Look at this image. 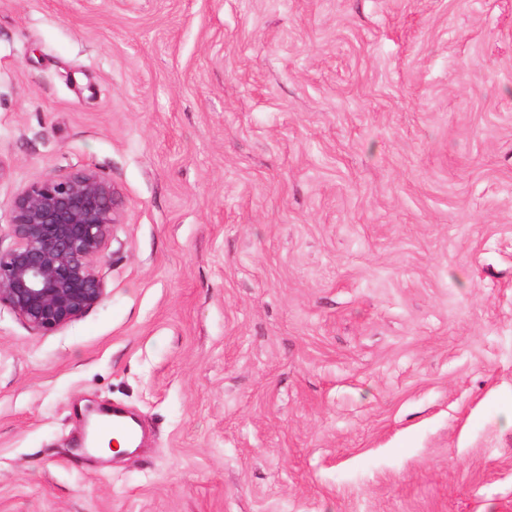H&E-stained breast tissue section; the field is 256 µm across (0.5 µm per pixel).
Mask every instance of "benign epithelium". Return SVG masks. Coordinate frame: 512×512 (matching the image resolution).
Segmentation results:
<instances>
[{
    "label": "benign epithelium",
    "instance_id": "benign-epithelium-1",
    "mask_svg": "<svg viewBox=\"0 0 512 512\" xmlns=\"http://www.w3.org/2000/svg\"><path fill=\"white\" fill-rule=\"evenodd\" d=\"M0 249V305L31 329L47 332L80 320L105 297L100 261L123 223L112 180L83 167L44 175L13 199Z\"/></svg>",
    "mask_w": 512,
    "mask_h": 512
}]
</instances>
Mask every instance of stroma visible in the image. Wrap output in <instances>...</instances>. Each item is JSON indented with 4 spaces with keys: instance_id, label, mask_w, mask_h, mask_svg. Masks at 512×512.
I'll return each mask as SVG.
<instances>
[{
    "instance_id": "obj_1",
    "label": "stroma",
    "mask_w": 512,
    "mask_h": 512,
    "mask_svg": "<svg viewBox=\"0 0 512 512\" xmlns=\"http://www.w3.org/2000/svg\"><path fill=\"white\" fill-rule=\"evenodd\" d=\"M0 165L2 248L46 174L125 214L0 306V512H512V0H0ZM11 212L13 243L0 248V305L35 331L80 320L105 297L99 265L124 224L119 189L92 167L48 174L14 197Z\"/></svg>"
}]
</instances>
